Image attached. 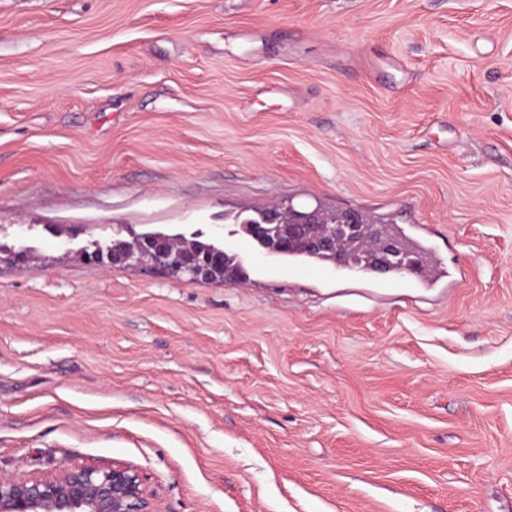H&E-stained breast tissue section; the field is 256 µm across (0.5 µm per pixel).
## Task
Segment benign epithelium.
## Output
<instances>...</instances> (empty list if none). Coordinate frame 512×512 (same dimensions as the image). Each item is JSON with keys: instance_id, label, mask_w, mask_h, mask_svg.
<instances>
[{"instance_id": "obj_1", "label": "benign epithelium", "mask_w": 512, "mask_h": 512, "mask_svg": "<svg viewBox=\"0 0 512 512\" xmlns=\"http://www.w3.org/2000/svg\"><path fill=\"white\" fill-rule=\"evenodd\" d=\"M337 224L323 222L318 209L297 210L291 234L322 250L336 247ZM152 271L180 263L191 278L203 269L160 249L150 256ZM0 512H163L148 476L137 466L112 462H68L28 478L0 472Z\"/></svg>"}]
</instances>
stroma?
<instances>
[{
  "label": "stroma",
  "mask_w": 512,
  "mask_h": 512,
  "mask_svg": "<svg viewBox=\"0 0 512 512\" xmlns=\"http://www.w3.org/2000/svg\"><path fill=\"white\" fill-rule=\"evenodd\" d=\"M437 227L401 301L86 259L281 201ZM0 471L163 512H512V0H0ZM137 466L68 462L28 478L0 471V512H163Z\"/></svg>",
  "instance_id": "obj_1"
}]
</instances>
